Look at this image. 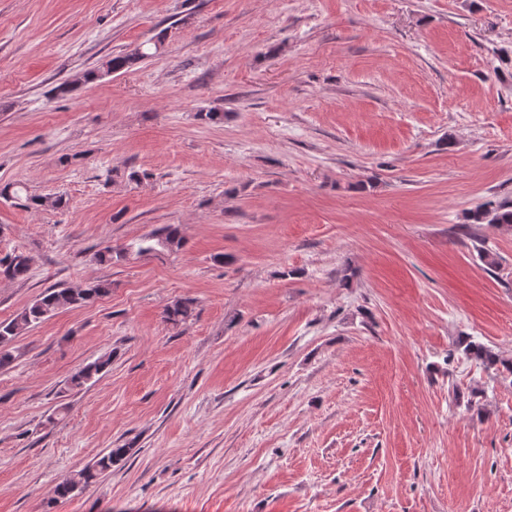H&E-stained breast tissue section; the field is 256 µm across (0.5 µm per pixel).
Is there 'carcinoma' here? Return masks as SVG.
<instances>
[{
  "label": "carcinoma",
  "instance_id": "carcinoma-1",
  "mask_svg": "<svg viewBox=\"0 0 512 512\" xmlns=\"http://www.w3.org/2000/svg\"><path fill=\"white\" fill-rule=\"evenodd\" d=\"M162 45V38L150 39L141 43L139 53L116 55L105 63L106 71L114 72L128 69L132 65L153 57ZM469 221L472 224H512V206L500 205L496 208L479 206L470 212ZM183 237L178 226L167 224L137 246V253L144 254L154 251H174L182 246ZM29 271V264L21 260V256L0 259V277L9 280H23ZM109 293V286L97 284L91 288L72 290L48 288L36 300L23 307L10 320L0 322V370L8 368L13 362L12 343L20 333L33 327L55 313L73 307L84 306ZM193 313V300L181 299L164 309L166 320L177 324L186 321ZM465 355L480 361L488 369L503 367L512 375V365L501 363L498 356L488 347L475 341L459 344ZM111 364V357L102 356L77 370L70 378L74 388H82L96 382ZM130 453L128 448H110L98 458L91 467L78 471L73 476L57 485L56 495L67 498L83 487L89 485L99 475L112 469V465L122 460Z\"/></svg>",
  "mask_w": 512,
  "mask_h": 512
}]
</instances>
